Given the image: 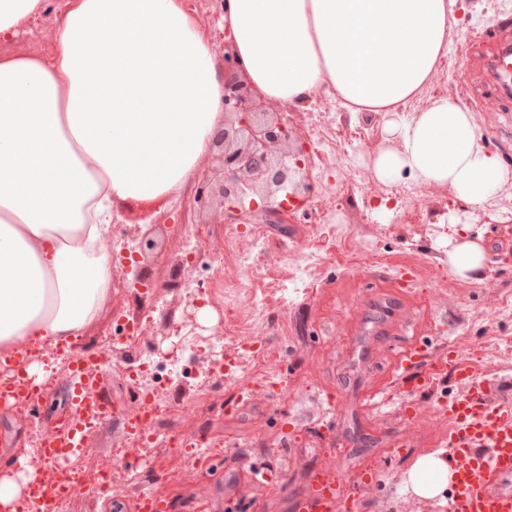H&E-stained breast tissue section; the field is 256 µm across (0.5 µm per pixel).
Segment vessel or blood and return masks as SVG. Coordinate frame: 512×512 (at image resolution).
<instances>
[{
  "label": "vessel or blood",
  "mask_w": 512,
  "mask_h": 512,
  "mask_svg": "<svg viewBox=\"0 0 512 512\" xmlns=\"http://www.w3.org/2000/svg\"><path fill=\"white\" fill-rule=\"evenodd\" d=\"M487 48L478 38L470 54V64H490L495 77L512 75V30L500 29ZM71 360L69 397L71 419L46 428L36 447L39 456L56 463L53 479L35 478L19 502L20 512H54L58 500L68 496L78 478L66 466L69 457L85 445L91 427L121 417L134 442L143 441L152 421L149 405L118 413L100 390V380L110 372L107 357L80 352L77 346L65 350ZM420 344L405 345L393 357V370L405 375L426 362ZM12 372L9 383H0V402L35 406L43 388L33 386L26 374V357L13 354L0 358ZM453 376L467 387L464 396L448 403V446L459 464L456 469L453 512H512V491L502 483L512 478V401L490 398L483 382L461 365L453 366ZM312 495L295 503L296 512H353L354 500L330 476L319 473L313 479Z\"/></svg>",
  "instance_id": "vessel-or-blood-1"
}]
</instances>
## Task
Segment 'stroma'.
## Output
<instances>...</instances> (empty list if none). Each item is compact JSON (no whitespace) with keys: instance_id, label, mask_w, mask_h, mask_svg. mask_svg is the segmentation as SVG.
Here are the masks:
<instances>
[{"instance_id":"1","label":"stroma","mask_w":512,"mask_h":512,"mask_svg":"<svg viewBox=\"0 0 512 512\" xmlns=\"http://www.w3.org/2000/svg\"><path fill=\"white\" fill-rule=\"evenodd\" d=\"M456 11L458 21L439 71L406 109L417 112L434 98L448 97L471 112L489 150L512 165V112L475 98L472 74L464 65L474 34L512 19V0H457ZM298 122L307 137L318 122L354 130L350 154L356 176L319 164L313 177L317 185L336 189V205L353 223H361L365 211L376 210L391 195L390 185L374 178L369 161L384 140L383 115H374L370 129H363L360 117L321 92L303 107ZM218 165L217 152H210L195 177L165 203L117 213L119 223L152 231L158 246L143 263L145 287L113 291L108 309L79 336L80 350L101 345L118 335L119 324L146 314L154 315L167 335L185 323L203 336L221 330L224 311L211 306L208 294L227 269L224 231L209 223L201 208L205 178ZM422 191L419 213L396 209L374 246L394 262L409 252L417 255L429 266L433 282L413 279L399 286L393 265L373 264L364 251L351 264H338L342 244L319 213L298 214L284 234L268 227L269 263L309 242L327 258L320 284L270 315L265 347L283 358V393L257 392L229 415L226 406L236 404L233 389L208 378L196 380L194 390L175 393L186 407L158 416L160 440L147 450L121 445L120 421L103 424L89 435L86 452L70 464L88 478L112 470L115 491L107 497L81 495L56 512H132L139 490L161 496L165 512H294L295 500L310 493L320 471L350 491L357 512H451L440 500L423 501L402 491L401 483L416 458L446 447L447 435H435L432 423L463 389L447 370L431 373L426 385L388 386L392 353L402 344L422 343L471 367L492 395L512 398V354L502 351L512 340V310L502 305L503 298L512 299V265L493 255L484 279L451 274L443 234L456 196L446 186L426 185ZM465 220L492 237L497 251L512 247V183L501 187L493 206L469 210ZM190 234L200 235L203 247L195 261L194 285L200 293L192 300L171 286L175 259ZM461 336L468 338L469 351H459ZM138 355V349L124 344L113 354L103 389L118 409L135 404L123 366ZM44 363L53 383L35 408L0 407V440L8 443L7 451H0V476L17 474V458L34 447L40 426L72 414L68 360L52 352ZM330 395L337 405L328 415L322 405ZM204 448L212 460L202 466L195 457ZM259 470L279 474L280 486L255 485Z\"/></svg>"}]
</instances>
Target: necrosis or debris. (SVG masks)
<instances>
[{
    "label": "necrosis or debris",
    "instance_id": "4bbe7bcc",
    "mask_svg": "<svg viewBox=\"0 0 512 512\" xmlns=\"http://www.w3.org/2000/svg\"><path fill=\"white\" fill-rule=\"evenodd\" d=\"M265 250V225H225L224 255L231 259L232 271L223 276L221 291L211 294L212 301L228 314L224 330L213 336L180 333L177 341L182 357L165 364L156 361L154 351H147L144 371L134 375L133 381L139 394L152 398L154 414L182 408V401L167 398L163 391L182 388L188 363H198L215 379L233 382L235 373L222 369L232 352L247 351V370L258 375L264 386L279 385L280 360L262 347L270 310L313 287L326 258L307 245L294 251L284 266L274 269L265 261Z\"/></svg>",
    "mask_w": 512,
    "mask_h": 512
}]
</instances>
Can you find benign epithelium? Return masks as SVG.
I'll use <instances>...</instances> for the list:
<instances>
[{"label": "benign epithelium", "instance_id": "1", "mask_svg": "<svg viewBox=\"0 0 512 512\" xmlns=\"http://www.w3.org/2000/svg\"><path fill=\"white\" fill-rule=\"evenodd\" d=\"M224 127L213 137L221 149V173L209 185L220 198L210 207L213 224H247L257 217L265 224L294 222L315 195L313 148L296 127L288 107L263 110L264 98L244 76L224 32Z\"/></svg>", "mask_w": 512, "mask_h": 512}]
</instances>
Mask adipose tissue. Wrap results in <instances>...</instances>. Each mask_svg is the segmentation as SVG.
<instances>
[{
  "label": "adipose tissue",
  "instance_id": "ef3b65f1",
  "mask_svg": "<svg viewBox=\"0 0 512 512\" xmlns=\"http://www.w3.org/2000/svg\"><path fill=\"white\" fill-rule=\"evenodd\" d=\"M456 0H227L247 79L270 102L335 96L385 118L373 154L384 183L409 174L478 209L512 181L470 113L445 97L405 104L448 53ZM45 0H0V40L40 17ZM224 118V72L182 0H64L56 53L0 54V353L53 348L104 312L106 246L117 209L177 194ZM492 247L454 225L448 266L480 279ZM444 451L419 456L408 493L453 487Z\"/></svg>",
  "mask_w": 512,
  "mask_h": 512
}]
</instances>
